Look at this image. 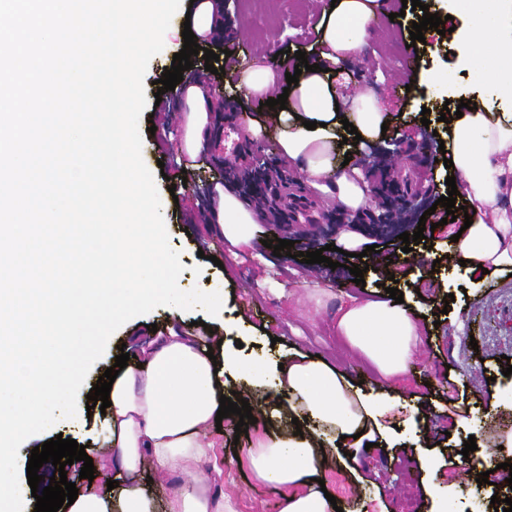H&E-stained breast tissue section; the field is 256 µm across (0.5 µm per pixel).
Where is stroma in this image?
I'll return each mask as SVG.
<instances>
[{
    "instance_id": "stroma-1",
    "label": "stroma",
    "mask_w": 512,
    "mask_h": 512,
    "mask_svg": "<svg viewBox=\"0 0 512 512\" xmlns=\"http://www.w3.org/2000/svg\"><path fill=\"white\" fill-rule=\"evenodd\" d=\"M427 11H406L402 0H390L392 21H383L371 37V50L348 68L349 87L369 88L386 101L392 125L404 150L394 157L406 188L428 183L434 197L447 194L448 170L439 160V144L448 128L439 116L446 101L424 82L430 72L446 68L455 53L454 34L425 31L424 43L415 54L412 77L402 74L400 50L410 43V31L424 13H442V0H424ZM327 0H226L224 35L203 40L204 48L216 51L227 39L239 40V57L250 61L281 50L305 52L314 58V26ZM181 15L155 55L144 78L147 104L140 116L142 159L154 176L169 243L184 266L179 285L224 291V315L213 318L204 310L184 315L185 323L203 321L223 326L228 349L247 362L274 361L302 352L319 354L344 371L352 382L372 376V365L354 355L336 335L334 313L351 295L354 276L348 267H364L366 292L390 287L391 277L404 302L424 320V344L411 359L408 374L398 382L378 416L382 432L377 446L353 451L347 465L330 463L325 469L327 486L344 512H493L492 496L512 493L496 466L512 457L503 442L512 431V376L502 370L512 362V276L492 277L470 273L448 262L449 241L461 228L446 222L444 207L427 218L433 231L408 253L397 235L363 230L376 243L375 263L366 258L344 257L342 267L306 264L298 252H312L339 243L338 226L329 224H261V240L231 259L226 246L216 239L208 222L218 190L228 182L213 164L182 160L178 145L169 135L181 128L182 114L174 112L169 126L150 130L149 116L156 113V80L171 69L174 53L183 47L182 14L190 0H181ZM430 109V126H422L421 112ZM291 241L289 254L274 256L275 239ZM324 288L328 297L321 309L308 301L312 287ZM168 326V315L154 310L120 327L108 342L104 355L93 365L83 386L92 391L98 372L111 366L119 351L134 353L145 340L149 325ZM212 460L202 472L235 502L238 512H280L279 487L263 483L249 469L233 460L237 448L248 445L236 438L235 424L225 420ZM477 449L470 454L469 468L458 464V453L468 438ZM488 472L489 482L478 485L476 476Z\"/></svg>"
}]
</instances>
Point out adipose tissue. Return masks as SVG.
I'll return each mask as SVG.
<instances>
[{
	"label": "adipose tissue",
	"mask_w": 512,
	"mask_h": 512,
	"mask_svg": "<svg viewBox=\"0 0 512 512\" xmlns=\"http://www.w3.org/2000/svg\"><path fill=\"white\" fill-rule=\"evenodd\" d=\"M447 11L466 24L457 35V69L474 88L488 91L493 106H477L449 116L448 157L457 190L472 224L452 251L470 272L512 271V0H445ZM384 0H337L323 7L315 27L320 69L305 71L291 86L287 107L248 117L245 135L258 138L267 123L280 126L279 154L299 165L317 191L353 214L372 204L369 181L358 167L335 169L333 156L353 123L362 145L382 140L388 121L376 93L347 91L343 68L366 54L384 15ZM227 74L245 100H266L278 72L262 58L231 65ZM188 107L184 146L196 154L209 140L212 104L202 85L183 86ZM316 129H306V122ZM219 238L230 252L251 247L259 228L254 211L231 191L216 209ZM336 330L369 360L376 375L369 392L321 357L296 353L282 363H247L218 344L171 323L167 332L140 348V363L120 371L105 416V447L88 449L98 462L92 483L81 484L65 512H236L231 500L214 490L200 466L217 442L208 429L224 393L225 374L242 380L243 393L268 388L272 403L258 416L263 432L238 456L265 483L283 488L280 512H334L319 484L325 459L343 457L371 438L376 417L392 384L404 379L408 363L423 342L417 316L393 299L350 297L336 309ZM152 472L159 483L143 481ZM117 480L108 488V480ZM165 492L157 502L156 489Z\"/></svg>",
	"instance_id": "obj_1"
}]
</instances>
